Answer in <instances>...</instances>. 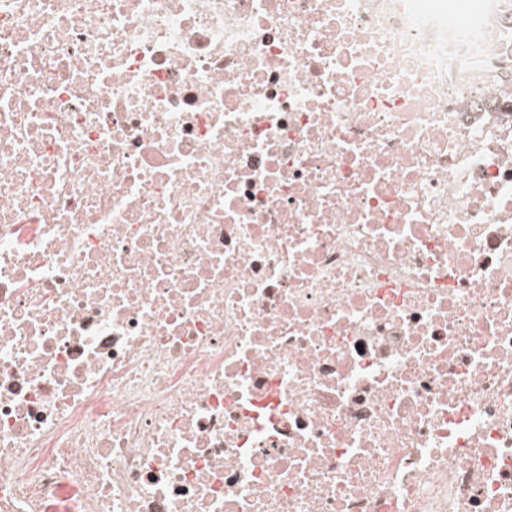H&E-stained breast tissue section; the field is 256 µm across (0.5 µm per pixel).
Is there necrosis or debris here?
Masks as SVG:
<instances>
[{"label":"necrosis or debris","mask_w":512,"mask_h":512,"mask_svg":"<svg viewBox=\"0 0 512 512\" xmlns=\"http://www.w3.org/2000/svg\"><path fill=\"white\" fill-rule=\"evenodd\" d=\"M512 512V7L0 0V512Z\"/></svg>","instance_id":"1"}]
</instances>
